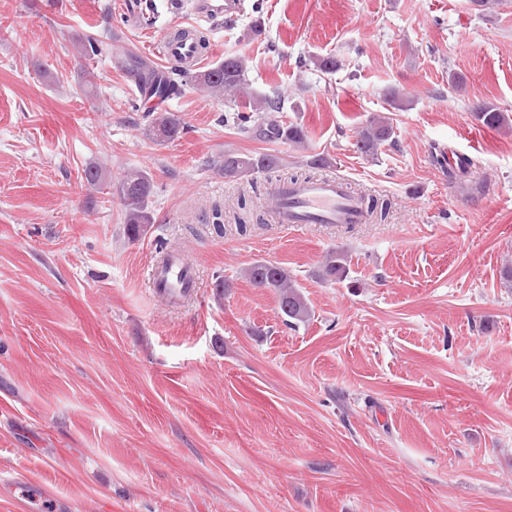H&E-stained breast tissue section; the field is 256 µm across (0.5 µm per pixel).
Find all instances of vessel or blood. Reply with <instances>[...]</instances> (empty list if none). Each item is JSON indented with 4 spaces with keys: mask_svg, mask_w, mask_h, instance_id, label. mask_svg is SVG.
I'll return each mask as SVG.
<instances>
[{
    "mask_svg": "<svg viewBox=\"0 0 512 512\" xmlns=\"http://www.w3.org/2000/svg\"><path fill=\"white\" fill-rule=\"evenodd\" d=\"M197 13L212 18H237L243 12L242 0H223L214 8L213 0H197ZM174 26L157 32V53L165 58H181L198 63L200 56L192 41L173 38ZM274 194L278 207L273 221L277 224H357L365 218L361 199L350 189L348 181L333 178L276 186ZM194 285V263L185 254H169L155 267L152 288L157 297L168 301ZM15 499L24 501L28 512H42L50 499L44 486L31 482H16L11 487Z\"/></svg>",
    "mask_w": 512,
    "mask_h": 512,
    "instance_id": "obj_1",
    "label": "vessel or blood"
}]
</instances>
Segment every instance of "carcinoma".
Masks as SVG:
<instances>
[{
    "label": "carcinoma",
    "mask_w": 512,
    "mask_h": 512,
    "mask_svg": "<svg viewBox=\"0 0 512 512\" xmlns=\"http://www.w3.org/2000/svg\"><path fill=\"white\" fill-rule=\"evenodd\" d=\"M75 50L82 57L113 56L118 64L135 77L140 91L149 98L169 99L182 94L184 85H189L210 93L215 97L229 99L244 98L242 110L236 113V124L243 133L259 139L278 140L297 150L306 147L307 134L297 123L283 120H269V112L285 110L284 99L259 97L247 91L246 59L240 55L227 56L224 60L201 71L192 72L179 65L170 70L158 72L153 64L144 57H139L121 45L119 35L107 32L104 35H87L74 41ZM477 120L491 129H501L508 125L504 112L488 103L474 108ZM183 122L173 112H160L150 121L151 138L159 143L173 142L183 133ZM392 134V126L386 116L374 114L366 121L359 132L355 146L365 156H373ZM219 171L224 177L254 183L258 176L276 174L280 183H294L316 179L313 174H297L288 171L285 159L272 154H244L233 149L224 151L218 161ZM82 179L92 187H104L108 193L117 197L124 210V235L130 242L139 240L153 224L150 208L153 198V179L142 169H131L117 181L106 168L91 165L83 170ZM366 206L368 223L381 224L388 218L390 202L370 193L361 194ZM236 230L245 233L251 224L265 223L264 212L256 207L246 205L245 201L237 203L232 210ZM244 274L256 288L272 292L277 300L283 324L287 327L305 323L311 317L307 301L297 282L283 267L268 261H257L245 269ZM349 267L345 254L332 250L321 261V275L326 280H343L348 277Z\"/></svg>",
    "instance_id": "1"
}]
</instances>
